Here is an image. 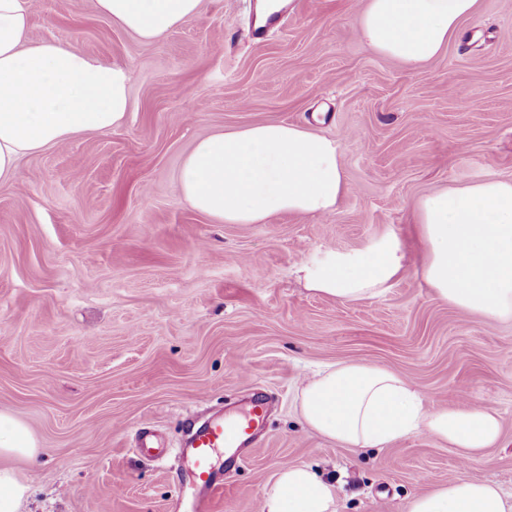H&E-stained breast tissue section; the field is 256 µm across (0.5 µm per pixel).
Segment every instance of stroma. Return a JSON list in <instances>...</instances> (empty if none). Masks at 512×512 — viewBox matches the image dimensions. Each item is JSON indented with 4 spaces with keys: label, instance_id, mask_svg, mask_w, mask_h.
I'll return each mask as SVG.
<instances>
[{
    "label": "stroma",
    "instance_id": "obj_1",
    "mask_svg": "<svg viewBox=\"0 0 512 512\" xmlns=\"http://www.w3.org/2000/svg\"><path fill=\"white\" fill-rule=\"evenodd\" d=\"M254 2L202 0L146 44L92 0H33L28 41L128 67L131 110L121 128L23 155L0 184V411L39 444L8 461L29 489L21 512H190L185 420L257 393L271 402L261 444L225 473L211 512H260L292 463L336 483L339 512H405L453 476L512 493V321L459 310L415 273L425 195L512 180V0H479L419 69L360 41L362 0H296L260 40ZM269 122L338 143L335 213L221 224L182 201L197 139ZM387 235L404 262L382 295L339 302L306 288L302 264ZM343 361L392 369L426 407L496 412L501 443L466 460L423 432L372 449L316 434L297 391ZM144 426L165 457L138 452Z\"/></svg>",
    "mask_w": 512,
    "mask_h": 512
}]
</instances>
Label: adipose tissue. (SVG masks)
I'll list each match as a JSON object with an SVG mask.
<instances>
[{
    "instance_id": "obj_1",
    "label": "adipose tissue",
    "mask_w": 512,
    "mask_h": 512,
    "mask_svg": "<svg viewBox=\"0 0 512 512\" xmlns=\"http://www.w3.org/2000/svg\"><path fill=\"white\" fill-rule=\"evenodd\" d=\"M201 0H94L98 14L143 42L164 38ZM32 0H0V182L17 160L89 131L122 127L130 110L129 71L58 42L26 44ZM478 0H365L360 38L379 55L419 68L437 58ZM345 189L338 144L311 129L258 123L199 139L183 160L178 191L194 210L224 224H264L278 214L327 216ZM417 222L426 245L417 276L463 311L512 320V180H487L425 196ZM402 268L399 243L385 236L364 250L330 252L302 265L309 290L350 301L372 298ZM311 430L353 448H379L415 432L478 457L501 436L481 407L429 410L419 389L364 362L327 366L299 389ZM38 442L0 413V458L35 457ZM262 512H337L336 488L312 465L283 466ZM407 512H512L494 484L464 477L414 496Z\"/></svg>"
}]
</instances>
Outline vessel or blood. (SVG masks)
I'll return each instance as SVG.
<instances>
[{
    "mask_svg": "<svg viewBox=\"0 0 512 512\" xmlns=\"http://www.w3.org/2000/svg\"><path fill=\"white\" fill-rule=\"evenodd\" d=\"M267 414L263 398L252 399L235 413L189 424L180 446L188 458L195 490L194 512H209L215 494L224 486V476L214 460L220 452L248 447L257 437Z\"/></svg>",
    "mask_w": 512,
    "mask_h": 512,
    "instance_id": "b4317fda",
    "label": "vessel or blood"
}]
</instances>
